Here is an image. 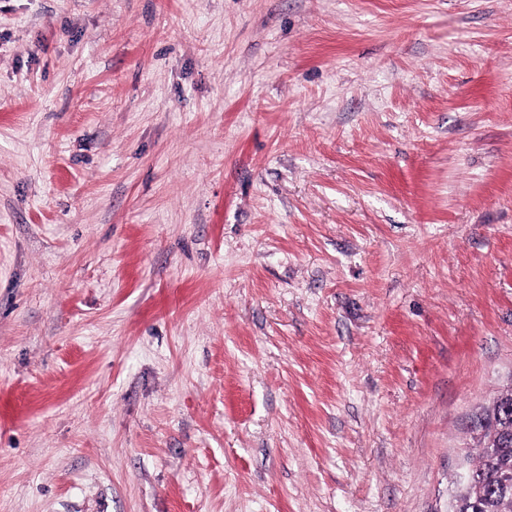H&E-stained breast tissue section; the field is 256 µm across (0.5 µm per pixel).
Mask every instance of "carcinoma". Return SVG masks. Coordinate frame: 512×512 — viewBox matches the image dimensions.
<instances>
[{
	"label": "carcinoma",
	"instance_id": "1",
	"mask_svg": "<svg viewBox=\"0 0 512 512\" xmlns=\"http://www.w3.org/2000/svg\"><path fill=\"white\" fill-rule=\"evenodd\" d=\"M471 424L480 453L477 463L466 464L473 480L455 479L450 512H512V485L505 488L498 479L503 468H512V390L476 411Z\"/></svg>",
	"mask_w": 512,
	"mask_h": 512
}]
</instances>
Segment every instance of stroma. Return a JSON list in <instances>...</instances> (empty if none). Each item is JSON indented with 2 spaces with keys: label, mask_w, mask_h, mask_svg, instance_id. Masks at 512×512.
I'll list each match as a JSON object with an SVG mask.
<instances>
[{
  "label": "stroma",
  "mask_w": 512,
  "mask_h": 512,
  "mask_svg": "<svg viewBox=\"0 0 512 512\" xmlns=\"http://www.w3.org/2000/svg\"><path fill=\"white\" fill-rule=\"evenodd\" d=\"M512 385V0H0V512H448Z\"/></svg>",
  "instance_id": "1"
}]
</instances>
